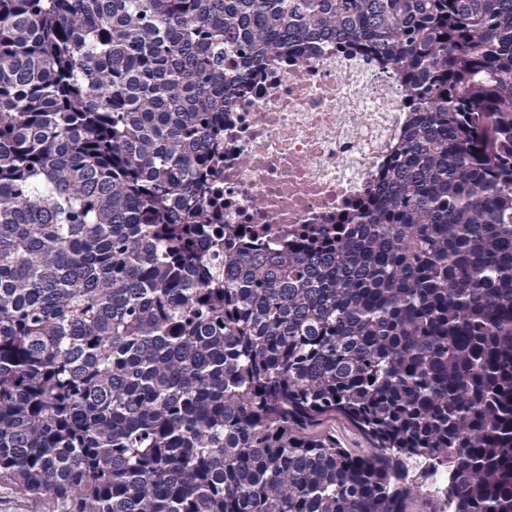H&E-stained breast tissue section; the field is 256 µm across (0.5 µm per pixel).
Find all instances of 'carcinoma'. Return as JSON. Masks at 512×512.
Masks as SVG:
<instances>
[{"label": "carcinoma", "mask_w": 512, "mask_h": 512, "mask_svg": "<svg viewBox=\"0 0 512 512\" xmlns=\"http://www.w3.org/2000/svg\"><path fill=\"white\" fill-rule=\"evenodd\" d=\"M414 120L335 236L224 231L290 43ZM339 414L375 451L306 430ZM512 512V0H0V477L53 512Z\"/></svg>", "instance_id": "obj_1"}]
</instances>
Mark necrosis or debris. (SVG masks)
<instances>
[{
  "label": "necrosis or debris",
  "mask_w": 512,
  "mask_h": 512,
  "mask_svg": "<svg viewBox=\"0 0 512 512\" xmlns=\"http://www.w3.org/2000/svg\"><path fill=\"white\" fill-rule=\"evenodd\" d=\"M403 96L387 69L332 40L259 69L224 112V226L272 245L334 227L404 141Z\"/></svg>",
  "instance_id": "necrosis-or-debris-1"
}]
</instances>
